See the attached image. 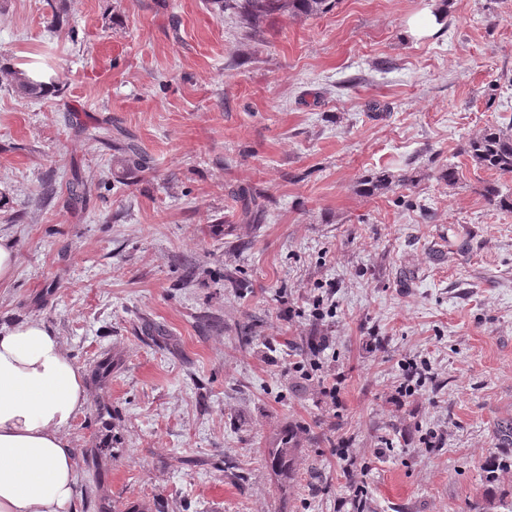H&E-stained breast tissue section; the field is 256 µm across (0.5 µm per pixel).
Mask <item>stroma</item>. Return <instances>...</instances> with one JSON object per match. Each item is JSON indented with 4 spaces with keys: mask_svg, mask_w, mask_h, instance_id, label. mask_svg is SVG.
Returning a JSON list of instances; mask_svg holds the SVG:
<instances>
[{
    "mask_svg": "<svg viewBox=\"0 0 512 512\" xmlns=\"http://www.w3.org/2000/svg\"><path fill=\"white\" fill-rule=\"evenodd\" d=\"M427 10L441 27L412 37ZM42 50L56 92L0 89V326L40 316L88 372L118 358L89 391L111 416L70 428L110 448L117 512H348L350 469L368 512H466L489 488L512 507V212L459 152L512 125V0H337L254 32L211 0H66L57 22L51 0H0V67ZM102 119L145 172L75 137ZM311 335L323 352L293 348ZM291 422L327 436L299 485L263 462Z\"/></svg>",
    "mask_w": 512,
    "mask_h": 512,
    "instance_id": "stroma-1",
    "label": "stroma"
}]
</instances>
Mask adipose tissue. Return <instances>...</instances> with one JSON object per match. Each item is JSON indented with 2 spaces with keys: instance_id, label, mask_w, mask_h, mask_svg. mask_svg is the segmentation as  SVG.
I'll list each match as a JSON object with an SVG mask.
<instances>
[{
  "instance_id": "1",
  "label": "adipose tissue",
  "mask_w": 512,
  "mask_h": 512,
  "mask_svg": "<svg viewBox=\"0 0 512 512\" xmlns=\"http://www.w3.org/2000/svg\"><path fill=\"white\" fill-rule=\"evenodd\" d=\"M87 390L42 319L0 327V512H67L78 494L69 429Z\"/></svg>"
}]
</instances>
